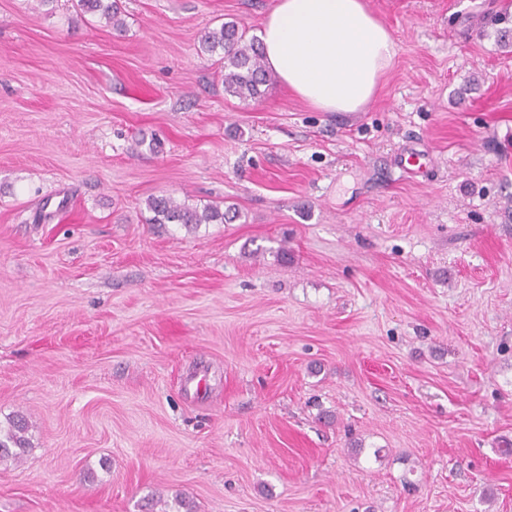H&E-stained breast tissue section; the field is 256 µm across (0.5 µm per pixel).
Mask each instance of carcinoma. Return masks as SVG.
<instances>
[{"label":"carcinoma","mask_w":512,"mask_h":512,"mask_svg":"<svg viewBox=\"0 0 512 512\" xmlns=\"http://www.w3.org/2000/svg\"><path fill=\"white\" fill-rule=\"evenodd\" d=\"M77 6L84 12L98 15L110 26L119 30L123 27L117 0H78ZM200 47L211 55L222 54L224 94L228 96L244 101L256 99L263 94L262 87L272 81L263 65L259 44L247 38L246 31L234 22L205 28L200 35ZM146 207L153 213L150 221L154 224H179L190 229L201 224H222L226 219V213L217 207L200 208L164 195L148 198ZM27 431L28 422L21 414L10 417L7 426H0V461L23 458L29 448Z\"/></svg>","instance_id":"carcinoma-1"}]
</instances>
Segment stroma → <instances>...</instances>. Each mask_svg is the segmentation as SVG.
I'll return each mask as SVG.
<instances>
[{"mask_svg": "<svg viewBox=\"0 0 512 512\" xmlns=\"http://www.w3.org/2000/svg\"><path fill=\"white\" fill-rule=\"evenodd\" d=\"M76 2L0 0V512H512V0H365L354 115L225 95L274 0ZM77 6L84 12L98 15L106 25L121 30L123 21L120 18V8L116 0H77ZM147 209L153 213L152 224H179L185 228H197L201 224H221L231 211L224 213L218 207L179 202L170 196H151L146 201ZM6 427L0 424V461H19L29 448V441L25 436L28 431V422L21 414L9 417Z\"/></svg>", "mask_w": 512, "mask_h": 512, "instance_id": "obj_1", "label": "stroma"}]
</instances>
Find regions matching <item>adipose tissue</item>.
Masks as SVG:
<instances>
[{
    "mask_svg": "<svg viewBox=\"0 0 512 512\" xmlns=\"http://www.w3.org/2000/svg\"><path fill=\"white\" fill-rule=\"evenodd\" d=\"M258 39L268 71L322 112L362 111L398 52L364 0H275Z\"/></svg>",
    "mask_w": 512,
    "mask_h": 512,
    "instance_id": "adipose-tissue-1",
    "label": "adipose tissue"
}]
</instances>
